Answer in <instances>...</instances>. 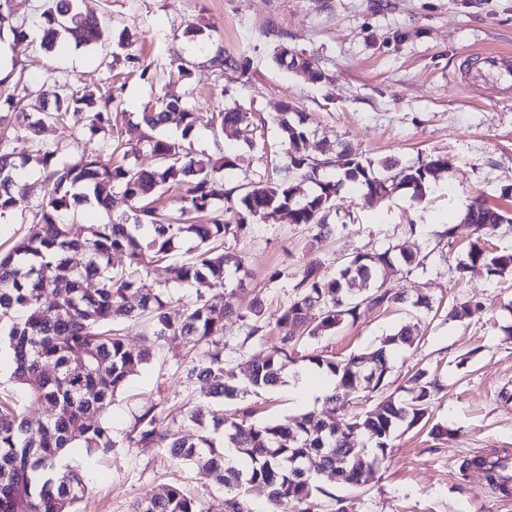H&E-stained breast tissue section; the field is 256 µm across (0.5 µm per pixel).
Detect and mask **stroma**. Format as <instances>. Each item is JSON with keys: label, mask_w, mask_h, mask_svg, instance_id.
<instances>
[{"label": "stroma", "mask_w": 512, "mask_h": 512, "mask_svg": "<svg viewBox=\"0 0 512 512\" xmlns=\"http://www.w3.org/2000/svg\"><path fill=\"white\" fill-rule=\"evenodd\" d=\"M40 5L11 2L16 21L30 25ZM81 7L106 19L112 42L47 54L31 25L33 46L20 57L24 95L39 97L52 70L73 89L104 81L115 89L118 121L127 128L158 98H187L194 145L208 153L218 112L237 105L266 117L252 147L235 128H225L224 147L235 156L234 169L222 174L226 186L243 190L274 177L285 157L268 118L286 103L303 113L317 139L335 149L350 145L377 166L449 157L448 171L419 201L402 191L366 207L343 189L327 217L336 231L319 242L303 224L252 221L245 235L225 244L240 269H228L223 291L208 299L244 313L259 297L274 314L287 305L310 261L333 276L354 252H380L414 235L425 260L390 281L404 304L364 309L355 325L306 339L301 352L343 359L420 320L424 337L394 353L390 385L428 369L444 387L433 420L449 434L434 436L419 425L398 429L366 483L333 487L320 499L321 512H334L338 496L347 498L349 512H512V495L488 494L476 475L460 469L482 450L512 449V277L492 280L477 269L460 281L454 274L474 238L472 227L460 221L466 205L476 196L498 203L501 188L512 184V82L482 76L478 59L486 50L512 51V0H82ZM125 30L131 35L126 43L119 38ZM282 44L311 58L322 79L279 66L273 51ZM212 45L234 54L239 68L218 73L209 64ZM176 49L190 63L188 79L169 75ZM79 127L73 114L45 126L41 148L56 150L58 163L75 162L82 151L75 141ZM19 176L17 220L0 224L5 248L22 235L21 218L39 203L29 187L42 171L28 166ZM449 226L453 238L437 247L439 232ZM275 271L280 278L273 282ZM473 297L487 299V306L461 320L448 318L452 302ZM420 298L438 305V312L417 306ZM208 356L207 347L190 350L178 339L155 346L104 415L118 446L87 466L76 512H128L135 499L174 483L207 512H222L224 488L207 471L173 459L166 449L123 442L143 409L157 403L189 407L201 383L187 370ZM302 372L308 380L318 378L303 361L288 365L284 382L239 395L237 406L253 407L260 422L321 410L322 401L305 402L288 387V379Z\"/></svg>", "instance_id": "1"}]
</instances>
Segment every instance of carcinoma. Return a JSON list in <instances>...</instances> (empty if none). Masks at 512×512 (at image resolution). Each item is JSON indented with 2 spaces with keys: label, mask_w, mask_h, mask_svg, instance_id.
Listing matches in <instances>:
<instances>
[{
  "label": "carcinoma",
  "mask_w": 512,
  "mask_h": 512,
  "mask_svg": "<svg viewBox=\"0 0 512 512\" xmlns=\"http://www.w3.org/2000/svg\"><path fill=\"white\" fill-rule=\"evenodd\" d=\"M36 23L42 32L40 47L49 53L62 41L76 48L100 44L109 30L98 16L80 11L77 0H45ZM4 30L12 36L13 49L27 48L25 23L13 17L10 0H0V32ZM274 59L312 79L324 78L311 59L284 45L275 48ZM211 62L221 71L239 66V60L221 47ZM170 74L180 79L190 75L189 62L178 51L171 57ZM57 83V77L49 76L41 99L30 106L13 93L0 92V223L14 218L11 186L19 167L33 160L53 184L32 216L22 219L24 234L0 252V335L6 337L11 379L45 410V419L34 429L8 398H0V512H75L86 488V474L82 467L64 462L66 449L78 446L91 456L116 447L102 415L129 378L150 360L156 343L181 338L191 347L201 343L211 347L208 362L188 370L189 376L208 384L202 400L183 414V421L200 426L212 402L236 399L241 386L260 392L277 385L285 366L297 362L293 354L304 336L332 335L353 325L364 307L387 310L401 303L402 297L386 287V281L421 254L418 244L403 239L382 252L355 253L330 278L321 274L318 261H311L275 322L267 321L259 300L241 316L246 339L256 341V350L234 366L224 357V320L235 311L229 305L209 304L206 294L224 289L226 268L240 265L235 255L224 251V241L244 234L249 220L286 216L289 223L311 226L322 236L332 231L323 213L336 205L345 184L354 186L368 205L403 189L421 200L430 179L450 166L449 158L436 156L406 167L386 163L379 171L348 145L328 158L326 146L310 143L312 132L305 119L293 118V107L287 105L277 118L287 157L282 173L249 187L235 200L236 189H224V181L215 176L235 166L221 140L225 127L237 126L246 132L244 141L254 144L257 127L252 113L239 107L218 113L213 141L220 157L215 158L193 149L194 116L189 102L181 98H164L141 115L142 124L151 130L164 125L181 129L179 140L142 136L160 160L156 170L114 166L100 152L84 153L73 164L59 165L56 151L46 149L32 158L19 150L18 143L23 138L34 140L45 121L58 120L73 106L91 110V119L78 136L107 135L109 155L121 151L126 157L134 147L118 127L112 87L96 94L75 89L63 96ZM328 167L338 169V175H323ZM298 177L317 188L305 202L294 196L292 182ZM167 185L184 187L180 206L172 212L157 206L159 191ZM117 197L128 210L109 215L105 223L78 224L69 219L81 204L94 203L109 213ZM215 199L229 203L228 216H208ZM462 220L473 226L476 240L466 259L456 265L458 277L475 268L493 279L511 273L512 253L490 252L483 241L495 236L502 225L512 224V212L476 197ZM184 237L195 239L193 255L170 270L174 281L196 290V299L176 308L167 289L155 286L140 263L145 250L158 261L169 260ZM115 253L126 255L129 269L112 271ZM357 279L368 284L361 296L351 292ZM132 298L138 299V307L129 304ZM132 318H143L148 325L149 345L139 350L126 345L118 328ZM419 339L418 324L408 323L378 345L346 359L322 352L301 356L336 378L334 392L319 412L262 423L251 420L253 411L248 408L215 416L213 430L223 433V444L218 446L207 433L194 438L174 429L177 418L166 423L169 412L153 405L135 419L126 442L130 447L165 448L172 457L212 473L225 488L224 512H245L242 492L250 484L266 486L271 512H314L316 494H328L326 487H358L366 481L371 467L367 443L384 453L400 427L429 421L442 388L428 370L419 368L408 378L414 386L410 399L384 394L391 372L390 350ZM359 373L372 375L367 387L380 394L365 412L336 402V396L357 386ZM338 416L347 418L341 427L336 425ZM313 456L319 457L322 467L309 471L306 461ZM463 467L480 472L495 491L508 493L512 460L481 457L464 462ZM130 512L205 510L180 486L169 485L161 493L137 498Z\"/></svg>",
  "instance_id": "1"
}]
</instances>
